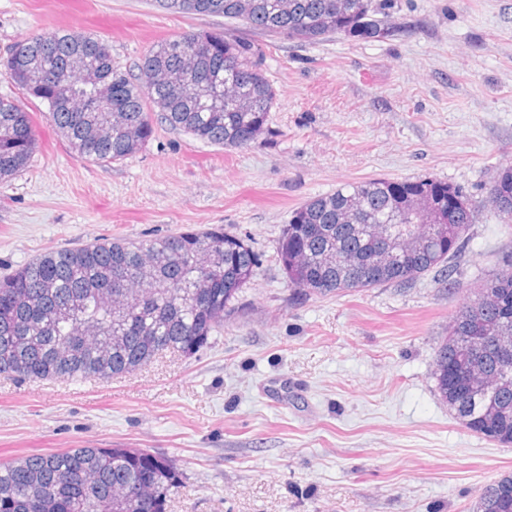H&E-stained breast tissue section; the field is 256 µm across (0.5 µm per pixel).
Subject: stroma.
I'll return each instance as SVG.
<instances>
[{"label": "stroma", "mask_w": 512, "mask_h": 512, "mask_svg": "<svg viewBox=\"0 0 512 512\" xmlns=\"http://www.w3.org/2000/svg\"><path fill=\"white\" fill-rule=\"evenodd\" d=\"M389 38H274L153 0H0V59L55 30L103 37L123 71L187 32L265 46L264 144L224 149L160 124L136 155L78 158L26 100L37 147L0 185V278L48 250L224 227L260 265L206 347L108 381L0 376V460L144 448L174 460L169 512H472L512 445L463 428L433 355L463 299L512 255L486 200L512 163V0H388ZM433 179L475 220L455 278L294 298L276 248L292 212L352 182Z\"/></svg>", "instance_id": "35a3bbf8"}]
</instances>
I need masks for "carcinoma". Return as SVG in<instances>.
<instances>
[{
	"label": "carcinoma",
	"instance_id": "cac0c4a2",
	"mask_svg": "<svg viewBox=\"0 0 512 512\" xmlns=\"http://www.w3.org/2000/svg\"><path fill=\"white\" fill-rule=\"evenodd\" d=\"M173 13L215 14L287 40L314 43L331 35L387 38L403 32L378 18L375 0H158ZM24 53L1 61L4 76L27 96L48 104V116L74 153L114 162L142 150L155 119L195 139L239 149L246 125L254 144L268 133L276 91L254 42L222 33H199L187 49L176 40L152 47L127 76L125 102L103 101L124 71L105 39L51 31L25 39ZM102 100L97 112L84 101ZM35 148L29 112L0 97V184L28 167ZM490 207L512 223V164L502 167ZM354 206L388 217L397 258L385 269L366 264L374 242L367 228L347 224ZM474 221L470 200L436 180L375 179L348 183L317 196L292 213L277 248L288 286L304 296L340 295L367 288L404 286L433 270L457 273L456 261ZM258 256L249 241L217 226L135 241L101 238L49 251L0 279V375L29 381L109 380L133 372L163 349L190 357L208 344L253 279ZM207 305L198 292L209 277ZM492 284L496 299L461 306L436 347L434 360L466 359L489 336H512V259ZM481 370L507 373L493 388L477 383L460 398L439 375L435 390L468 428L488 421L484 437L512 444V360L487 350ZM179 472L172 461L141 448H71L0 462V512H167ZM512 474L485 486L476 512H512L500 494Z\"/></svg>",
	"mask_w": 512,
	"mask_h": 512
}]
</instances>
